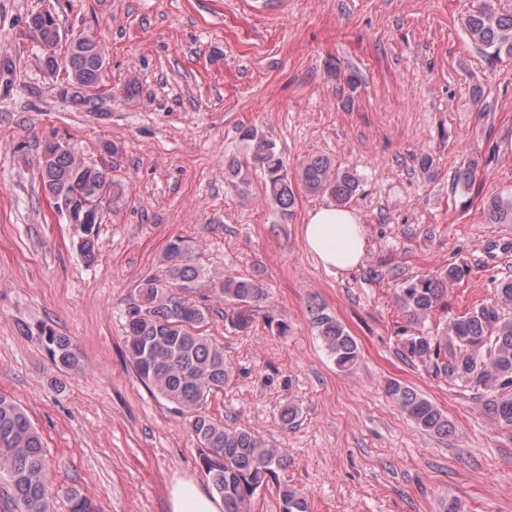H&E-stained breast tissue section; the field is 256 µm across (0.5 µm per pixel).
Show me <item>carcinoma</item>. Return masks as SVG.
Instances as JSON below:
<instances>
[{
  "label": "carcinoma",
  "mask_w": 512,
  "mask_h": 512,
  "mask_svg": "<svg viewBox=\"0 0 512 512\" xmlns=\"http://www.w3.org/2000/svg\"><path fill=\"white\" fill-rule=\"evenodd\" d=\"M29 31L46 49L44 70L53 74L62 68L68 84L77 89L68 101L89 110L99 109L95 91L106 69L104 55L96 51L98 42L78 35L66 45L63 56L55 47L61 42L60 27L50 12L33 14ZM471 43L492 58L512 57V13L497 9L493 0H483L464 20ZM241 141L252 148L251 160L264 174V192L282 216L291 217L296 191L330 195L340 206L347 205L359 189L358 178L323 155L308 157L301 165L297 181L288 177L280 150L254 127L240 132ZM486 162L475 156L456 172V182L475 184ZM44 190L52 197L66 195L90 200L103 195L118 204L125 196L124 185L113 180L106 167L84 161L75 150L48 143L38 160ZM487 224H512V198L492 197L483 205ZM80 252L88 264L96 261L98 237L81 241ZM203 272L194 248L183 239L168 242L162 270L143 278L135 287L134 299L125 313V342L137 378L151 391L189 418L200 444L199 465L213 489L224 499V512H248L254 495L281 469L286 457L269 447L253 431L230 427L214 420L204 410L209 395L224 388L229 369L224 348L206 336V311L195 301L178 293L191 288ZM463 276V269L449 267L426 274L407 284L398 295L400 306L418 325L448 297V288ZM222 290L224 302L233 306L231 323L239 331L252 327V311L267 299V289L256 278L222 276L213 280ZM492 304L452 316L431 335L423 331L401 342V355L411 361L433 362L444 377L464 376L490 392L489 409L499 422L512 426V318L500 317L498 308L512 306V280L496 289ZM319 335L336 366L349 371L357 364L359 347L355 338L335 317L319 307L312 312ZM39 335L54 365L61 371L78 370L80 359L69 337L43 326ZM386 393L422 431L448 436L452 424L430 400L409 386L393 380ZM48 448L25 410L0 396V476L6 487L0 491V512H51L47 496ZM282 512H309L306 498L287 485L279 488ZM70 512H97L88 496L67 492Z\"/></svg>",
  "instance_id": "obj_1"
}]
</instances>
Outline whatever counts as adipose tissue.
Here are the masks:
<instances>
[{
    "label": "adipose tissue",
    "mask_w": 512,
    "mask_h": 512,
    "mask_svg": "<svg viewBox=\"0 0 512 512\" xmlns=\"http://www.w3.org/2000/svg\"><path fill=\"white\" fill-rule=\"evenodd\" d=\"M303 239L329 270L356 267L364 257L359 217L347 208L330 205L312 211L303 226ZM169 512H224V502L193 481L181 480L170 490Z\"/></svg>",
    "instance_id": "adipose-tissue-1"
}]
</instances>
